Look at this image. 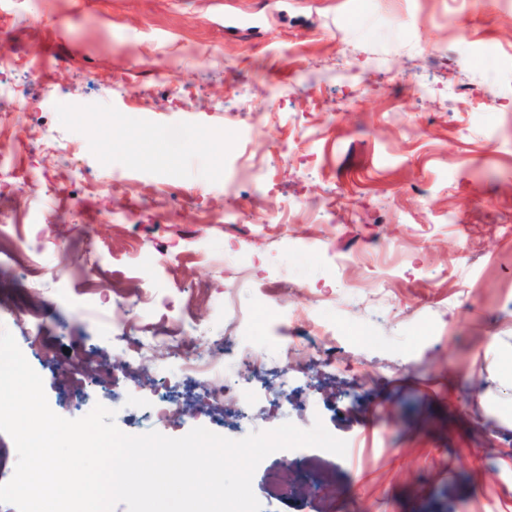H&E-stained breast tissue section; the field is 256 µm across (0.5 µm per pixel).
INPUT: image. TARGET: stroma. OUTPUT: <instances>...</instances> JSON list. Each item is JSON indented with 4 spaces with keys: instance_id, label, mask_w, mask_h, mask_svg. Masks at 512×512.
<instances>
[{
    "instance_id": "1",
    "label": "stroma",
    "mask_w": 512,
    "mask_h": 512,
    "mask_svg": "<svg viewBox=\"0 0 512 512\" xmlns=\"http://www.w3.org/2000/svg\"><path fill=\"white\" fill-rule=\"evenodd\" d=\"M229 11L260 30L226 32ZM0 99L34 104L0 112V296L41 300L0 327L56 414L346 441L266 457L263 512H320L270 484L313 464L336 512H512V0H0ZM241 160L267 187L225 192ZM231 289L302 314L294 358L268 321L235 339L263 361L236 375L247 430L165 340L220 352ZM146 336L135 389L125 340ZM76 352L110 381L78 389Z\"/></svg>"
}]
</instances>
